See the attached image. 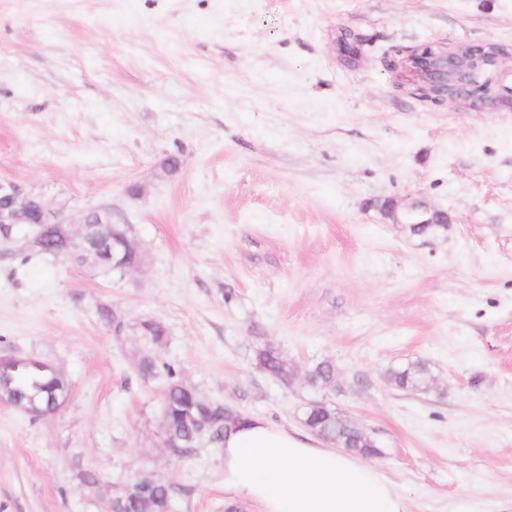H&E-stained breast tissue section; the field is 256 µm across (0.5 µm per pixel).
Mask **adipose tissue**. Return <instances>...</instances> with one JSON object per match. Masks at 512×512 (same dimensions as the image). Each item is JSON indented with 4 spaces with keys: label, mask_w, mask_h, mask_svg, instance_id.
<instances>
[{
    "label": "adipose tissue",
    "mask_w": 512,
    "mask_h": 512,
    "mask_svg": "<svg viewBox=\"0 0 512 512\" xmlns=\"http://www.w3.org/2000/svg\"><path fill=\"white\" fill-rule=\"evenodd\" d=\"M224 490L262 512H409L406 495L354 454L262 416L224 435Z\"/></svg>",
    "instance_id": "obj_1"
}]
</instances>
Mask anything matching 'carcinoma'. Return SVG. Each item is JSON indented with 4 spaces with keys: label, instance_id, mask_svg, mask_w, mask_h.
<instances>
[{
    "label": "carcinoma",
    "instance_id": "1",
    "mask_svg": "<svg viewBox=\"0 0 512 512\" xmlns=\"http://www.w3.org/2000/svg\"><path fill=\"white\" fill-rule=\"evenodd\" d=\"M123 225L101 229V235L89 240L87 248H102L108 253L122 250L120 235ZM43 250H31L19 246L22 261L40 253L67 258L69 243L56 236L51 228L41 229ZM135 341V368L141 378L163 383L161 403V440L163 444L174 441V451L188 454L196 448L211 445L221 446L228 423L224 419V402L209 399L197 388L183 379L179 370L161 359L160 352L168 344V329L154 318L144 317L127 328ZM254 358L259 368L272 378L288 385V380L297 374L294 362L274 344L266 342L256 347ZM308 386L326 390L335 385L336 368L321 361L308 370ZM390 381L401 389H421L430 383L429 369L422 363H412L393 369ZM69 394V385L62 374L52 366L32 363L25 355H16L13 371L0 382V401L19 406L35 400L40 414L56 410L63 398ZM310 430L323 439L335 443L357 455H375L379 449L374 441L361 429L346 424L345 416L329 405L310 411ZM80 481L93 489L99 498L112 500L114 512H173L175 494L171 483L160 478H139L112 493L110 486L90 470L79 472Z\"/></svg>",
    "mask_w": 512,
    "mask_h": 512
}]
</instances>
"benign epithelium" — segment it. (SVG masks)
<instances>
[{
	"label": "benign epithelium",
	"instance_id": "benign-epithelium-1",
	"mask_svg": "<svg viewBox=\"0 0 512 512\" xmlns=\"http://www.w3.org/2000/svg\"><path fill=\"white\" fill-rule=\"evenodd\" d=\"M386 68L393 72L405 70L423 74L418 92L436 105L476 94L483 100L491 91L495 101L512 104V85L505 84L506 78L512 77V68H502L499 52L489 45L464 44L440 53L428 45L408 53L400 61L394 56L389 58ZM25 211L35 217L36 226H48L58 236L72 242L74 253L71 259L79 256L85 235L73 230V223L64 208L23 191L14 181L0 179L1 240L12 239L13 225L20 223ZM385 211L395 224H404L406 218H413L410 226L415 230L448 223L446 213L432 211L420 201L401 208L398 202L391 200L386 202Z\"/></svg>",
	"mask_w": 512,
	"mask_h": 512
}]
</instances>
